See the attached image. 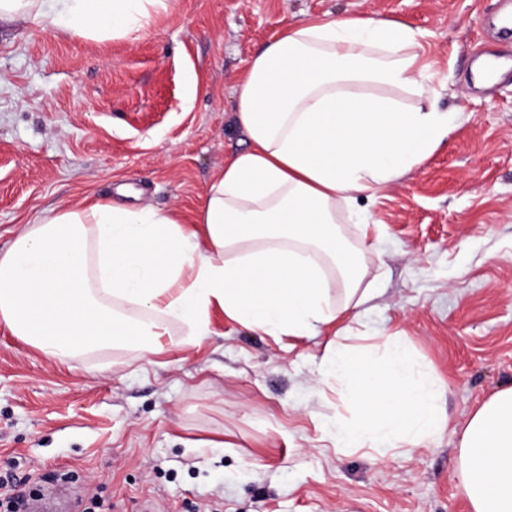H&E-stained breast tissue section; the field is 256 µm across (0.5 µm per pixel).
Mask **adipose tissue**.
Returning a JSON list of instances; mask_svg holds the SVG:
<instances>
[{
  "instance_id": "obj_1",
  "label": "adipose tissue",
  "mask_w": 512,
  "mask_h": 512,
  "mask_svg": "<svg viewBox=\"0 0 512 512\" xmlns=\"http://www.w3.org/2000/svg\"><path fill=\"white\" fill-rule=\"evenodd\" d=\"M168 0H0V23L47 18L103 40L147 32ZM421 35L379 18L283 26L239 81L248 148L211 181L193 220L111 202L36 213L0 252V322L42 353L105 344L163 353L165 321L207 333L212 305L271 336H313L370 297L361 247L336 231L429 158L456 117L438 111ZM343 288L335 308L331 286ZM138 308L132 316L116 303ZM458 488L471 512H512V387L468 421Z\"/></svg>"
}]
</instances>
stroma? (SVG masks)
I'll use <instances>...</instances> for the list:
<instances>
[{"instance_id": "obj_1", "label": "stroma", "mask_w": 512, "mask_h": 512, "mask_svg": "<svg viewBox=\"0 0 512 512\" xmlns=\"http://www.w3.org/2000/svg\"><path fill=\"white\" fill-rule=\"evenodd\" d=\"M512 0H169L139 37L91 40L0 24V250L35 213L83 199L192 217L248 146L236 88L282 23L400 21L458 119L377 197L373 295L346 322L401 337L442 389L448 425L414 448L348 450L343 388L318 385L333 342L270 336L213 309L205 336L166 322L162 355L125 345L49 357L0 324V474L79 488L73 512H470L457 487L470 417L512 386V68L477 86L482 56L512 58L496 23ZM198 91L186 101L189 79Z\"/></svg>"}]
</instances>
